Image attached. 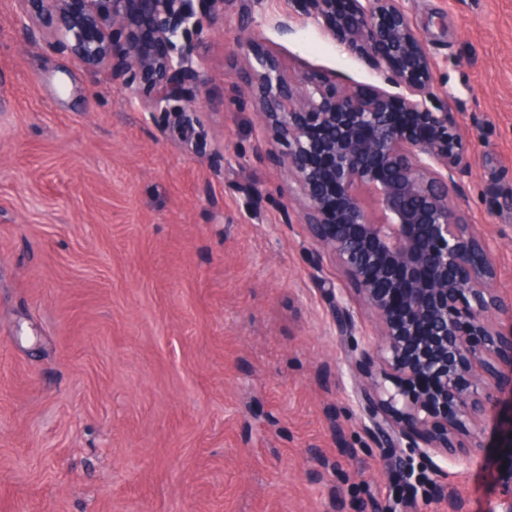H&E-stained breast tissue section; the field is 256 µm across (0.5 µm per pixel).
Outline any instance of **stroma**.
Instances as JSON below:
<instances>
[{
    "mask_svg": "<svg viewBox=\"0 0 512 512\" xmlns=\"http://www.w3.org/2000/svg\"><path fill=\"white\" fill-rule=\"evenodd\" d=\"M404 5L476 146L456 203L512 299V0ZM247 11L289 80L384 88L297 0H226L179 43L206 81L190 150L141 108L144 75L24 38L0 0V512H502L512 372L482 450L404 449L408 478L362 421L352 386L376 323L261 134L236 47Z\"/></svg>",
    "mask_w": 512,
    "mask_h": 512,
    "instance_id": "obj_1",
    "label": "stroma"
}]
</instances>
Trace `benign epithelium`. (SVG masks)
I'll list each match as a JSON object with an SVG mask.
<instances>
[{
    "label": "benign epithelium",
    "mask_w": 512,
    "mask_h": 512,
    "mask_svg": "<svg viewBox=\"0 0 512 512\" xmlns=\"http://www.w3.org/2000/svg\"><path fill=\"white\" fill-rule=\"evenodd\" d=\"M25 31L94 68L143 71L153 93L140 101L161 112L192 146L198 113L184 100L186 77H200L177 41L204 32L210 18L195 0H18ZM304 13L336 48L366 60L395 91L364 97L313 82L292 84L253 40L245 72L265 129L286 153L281 167L299 191L301 221L356 285L379 324L365 354L372 368L355 380L363 419L380 448L424 447L454 456L481 448V417L499 400L512 367V308L497 288L494 245L454 201L470 145L439 105L434 66L401 0H301ZM127 33L116 53L109 34ZM150 31L166 47L141 49Z\"/></svg>",
    "instance_id": "7a95c632"
}]
</instances>
